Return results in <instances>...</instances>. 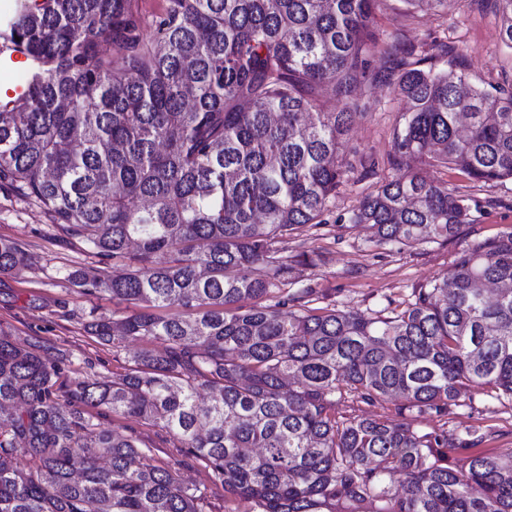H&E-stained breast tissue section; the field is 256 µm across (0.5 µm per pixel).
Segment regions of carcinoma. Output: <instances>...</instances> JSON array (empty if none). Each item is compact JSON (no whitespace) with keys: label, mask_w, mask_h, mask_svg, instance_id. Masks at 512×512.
Instances as JSON below:
<instances>
[{"label":"carcinoma","mask_w":512,"mask_h":512,"mask_svg":"<svg viewBox=\"0 0 512 512\" xmlns=\"http://www.w3.org/2000/svg\"><path fill=\"white\" fill-rule=\"evenodd\" d=\"M376 2L167 0L146 39L138 0H19L0 39L29 58L27 96L0 105V184L112 260L67 280L137 310L114 322L92 309L85 331L163 350L64 395L61 366L0 330V512H203V491L94 410L161 428L258 512H512V448L458 466L443 433L332 413L342 391L420 415L483 386L512 399V232L460 252L394 317L276 301L292 264L310 262L282 243L320 225L344 182ZM495 4L512 46V0ZM395 70L370 84L395 80L407 101L397 173L349 223L377 246L455 238L470 208L423 168L512 181V90L452 61ZM24 262L0 238V274ZM173 305L188 315L151 313Z\"/></svg>","instance_id":"1"}]
</instances>
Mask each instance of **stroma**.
<instances>
[{
  "instance_id": "35a3bbf8",
  "label": "stroma",
  "mask_w": 512,
  "mask_h": 512,
  "mask_svg": "<svg viewBox=\"0 0 512 512\" xmlns=\"http://www.w3.org/2000/svg\"><path fill=\"white\" fill-rule=\"evenodd\" d=\"M374 28L380 45L397 42L416 48L426 65L446 67L441 45L459 56L466 73L484 84L512 86V48L500 39V15L492 0H455L447 12L406 13L400 0H379ZM357 112L342 158L348 170L320 226L306 228L285 243L289 255L308 254L312 262L296 266L287 291L307 293L313 308H336L365 315L391 316L414 303L422 285L449 272L458 253L486 244L512 231V182L481 183L457 169L431 168L427 174L464 197L471 221L458 237L417 246H376L361 225L348 218L362 198L379 182L392 176L388 163L393 132L405 108L403 98L386 86L361 80ZM0 237L15 240L27 255L24 266L0 274V330L19 341L36 343L43 358L59 364L62 380H109L124 374L138 343L121 351L89 336L82 325L85 312L119 320L132 305L84 294L66 279L76 267L101 273L112 263L86 253L76 239L63 238L52 218L35 201L17 191L0 189ZM402 400L368 403L346 393L336 401L335 415L345 420L360 417L398 418ZM414 425L425 432L461 435L466 427H482L480 453L512 448V400L497 397L493 389L471 391L449 405L444 415L423 414ZM142 440L159 464L178 468L182 481L206 493L204 512H254L252 502L225 495L208 469L187 458L160 428L141 425Z\"/></svg>"
}]
</instances>
